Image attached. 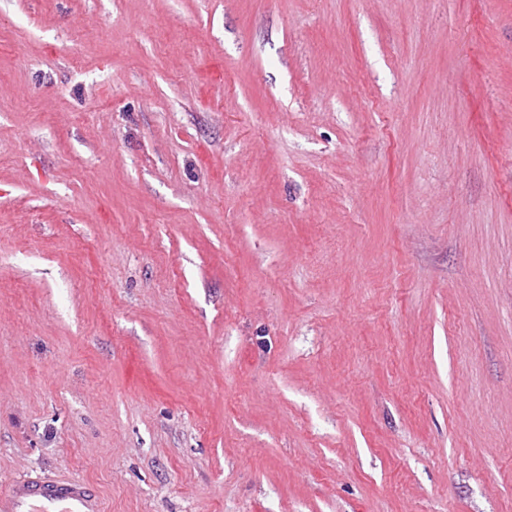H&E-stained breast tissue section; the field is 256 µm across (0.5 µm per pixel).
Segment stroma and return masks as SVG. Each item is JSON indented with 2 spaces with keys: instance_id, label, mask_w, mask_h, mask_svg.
<instances>
[{
  "instance_id": "1",
  "label": "stroma",
  "mask_w": 512,
  "mask_h": 512,
  "mask_svg": "<svg viewBox=\"0 0 512 512\" xmlns=\"http://www.w3.org/2000/svg\"><path fill=\"white\" fill-rule=\"evenodd\" d=\"M512 512V0H0V489Z\"/></svg>"
}]
</instances>
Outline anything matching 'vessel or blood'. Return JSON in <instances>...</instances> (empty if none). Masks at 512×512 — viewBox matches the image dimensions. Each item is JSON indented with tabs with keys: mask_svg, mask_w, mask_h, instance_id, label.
Returning <instances> with one entry per match:
<instances>
[{
	"mask_svg": "<svg viewBox=\"0 0 512 512\" xmlns=\"http://www.w3.org/2000/svg\"><path fill=\"white\" fill-rule=\"evenodd\" d=\"M0 512H102V507L86 482L28 477L0 491Z\"/></svg>",
	"mask_w": 512,
	"mask_h": 512,
	"instance_id": "b4317fda",
	"label": "vessel or blood"
}]
</instances>
